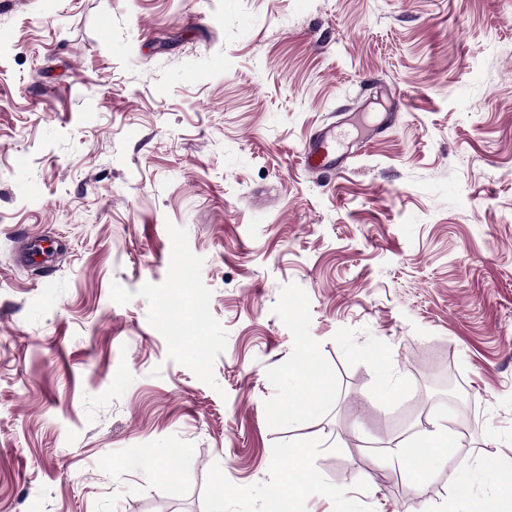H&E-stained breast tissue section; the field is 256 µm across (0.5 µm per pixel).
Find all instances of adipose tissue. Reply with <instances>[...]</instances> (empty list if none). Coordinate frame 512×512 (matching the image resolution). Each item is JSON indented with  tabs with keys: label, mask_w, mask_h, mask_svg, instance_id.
I'll list each match as a JSON object with an SVG mask.
<instances>
[{
	"label": "adipose tissue",
	"mask_w": 512,
	"mask_h": 512,
	"mask_svg": "<svg viewBox=\"0 0 512 512\" xmlns=\"http://www.w3.org/2000/svg\"><path fill=\"white\" fill-rule=\"evenodd\" d=\"M459 440L457 420L453 413L440 411L421 422L414 439L402 443L395 451V462L411 482H418L429 472L422 457L432 462L446 459L447 451ZM480 478L483 494L476 502V512H512V462L502 461L494 453L468 463H458L448 476L449 483L462 484L471 478Z\"/></svg>",
	"instance_id": "ef3b65f1"
}]
</instances>
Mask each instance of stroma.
Here are the masks:
<instances>
[{
  "label": "stroma",
  "mask_w": 512,
  "mask_h": 512,
  "mask_svg": "<svg viewBox=\"0 0 512 512\" xmlns=\"http://www.w3.org/2000/svg\"><path fill=\"white\" fill-rule=\"evenodd\" d=\"M452 395L512 459V0H0V512H267L297 445L292 512H444L380 464ZM337 143V146H336ZM346 153L340 148L336 125H326L317 131L303 151L305 170L312 175L335 173L346 168Z\"/></svg>",
  "instance_id": "obj_1"
}]
</instances>
